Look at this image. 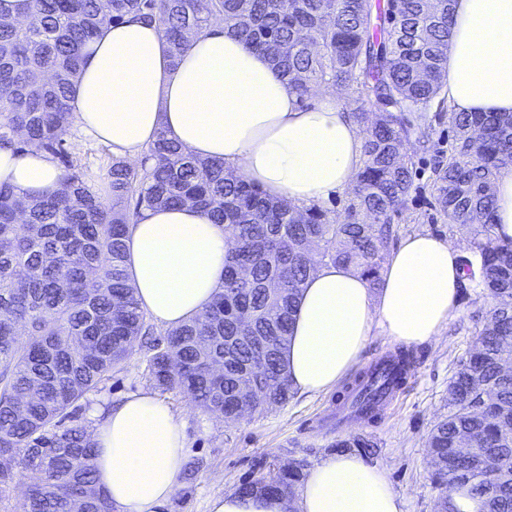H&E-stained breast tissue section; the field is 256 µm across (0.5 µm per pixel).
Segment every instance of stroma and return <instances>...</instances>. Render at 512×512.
Here are the masks:
<instances>
[{"label":"stroma","instance_id":"35a3bbf8","mask_svg":"<svg viewBox=\"0 0 512 512\" xmlns=\"http://www.w3.org/2000/svg\"><path fill=\"white\" fill-rule=\"evenodd\" d=\"M417 190L393 218L400 236L428 232L448 239L462 253L471 245L466 232L449 227L429 206L432 153H415ZM490 314L489 299L471 292L440 336L413 347L416 365L407 387L396 394L378 423H350L336 429L328 415L336 408L335 391L295 394L287 404L263 415L227 422L197 409L178 391L159 398L182 419L185 459L198 463L191 480H179L165 512H208L211 498L237 491L249 477L277 476L282 467H313L334 452L337 440L364 435L377 443L369 463L381 468L405 502V512H438L442 490L431 479L427 439L434 423L448 412V383L459 359L473 348L477 330ZM142 352L113 373L105 390L82 400L80 423L92 426L97 415L124 400L150 392Z\"/></svg>","mask_w":512,"mask_h":512}]
</instances>
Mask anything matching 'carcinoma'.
Instances as JSON below:
<instances>
[{
    "label": "carcinoma",
    "mask_w": 512,
    "mask_h": 512,
    "mask_svg": "<svg viewBox=\"0 0 512 512\" xmlns=\"http://www.w3.org/2000/svg\"><path fill=\"white\" fill-rule=\"evenodd\" d=\"M454 0H30L22 24L0 17V146L36 144L64 165L57 194L24 199L0 185V509L23 470L38 475L27 512H113L98 487L86 426L65 425L90 393L143 346L147 381L192 396L205 412L231 421L240 391L255 384L252 410L294 396L283 361L305 279L321 264L352 267L379 285L385 251L398 232L393 216L416 191L407 145L424 123L455 131L448 154L431 170L435 205L448 225L466 230L460 288H480L490 317L448 386V415L428 448L434 481L446 485L443 512H460L455 496L478 512H512V241L494 234L493 184L512 169V114L450 112L439 80L452 36ZM157 23L172 58L220 20L265 53L301 100L323 84L352 86L353 116L364 137V162L347 216L313 205L300 210L266 197L224 163L201 159L157 134L142 168L113 158L104 187L75 164L64 135L82 50L99 31L125 19ZM434 115H429V112ZM192 206L226 226L234 242L224 285L204 314L158 330L128 284L129 224L144 209ZM394 380L361 372L355 382L387 394L413 356L397 354ZM472 459L487 457L492 477L458 461L459 438ZM338 448L370 453L362 435ZM303 465L274 484L241 483L246 494L292 496Z\"/></svg>",
    "instance_id": "carcinoma-1"
}]
</instances>
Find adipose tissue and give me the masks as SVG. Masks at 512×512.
Instances as JSON below:
<instances>
[{
  "instance_id": "obj_1",
  "label": "adipose tissue",
  "mask_w": 512,
  "mask_h": 512,
  "mask_svg": "<svg viewBox=\"0 0 512 512\" xmlns=\"http://www.w3.org/2000/svg\"><path fill=\"white\" fill-rule=\"evenodd\" d=\"M441 94L455 112H512V0H455ZM72 124L136 161L159 130L202 159L302 209L352 186L363 135L335 94L298 95L268 58L222 23L194 37L172 60L157 26L105 27L84 49ZM63 171L32 146L0 148V183L26 198L56 194ZM232 241L190 207L143 211L130 226L128 273L143 310L175 329L200 317L224 283ZM459 248L429 233L403 238L385 260L379 286L358 271L318 266L297 299L284 352L294 389L321 393L358 361L370 336L421 345L439 336L460 301ZM97 481L116 512H161L184 464L179 417L150 394L110 411L92 431ZM404 512L378 466L354 453L329 456L306 475L298 505L288 498L228 493L208 512Z\"/></svg>"
}]
</instances>
